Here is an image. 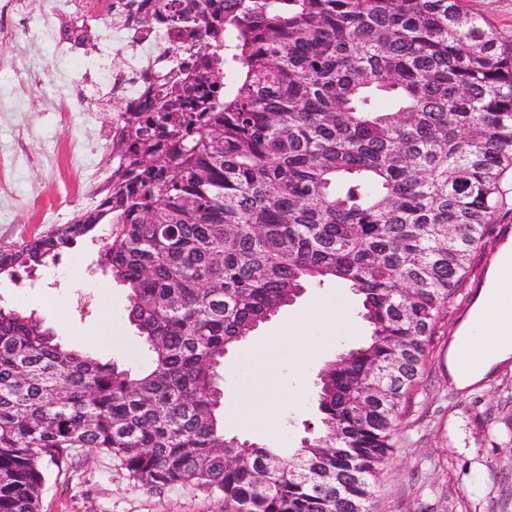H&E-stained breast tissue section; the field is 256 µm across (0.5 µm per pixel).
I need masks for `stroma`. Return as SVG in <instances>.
<instances>
[{
    "label": "stroma",
    "instance_id": "stroma-1",
    "mask_svg": "<svg viewBox=\"0 0 512 512\" xmlns=\"http://www.w3.org/2000/svg\"><path fill=\"white\" fill-rule=\"evenodd\" d=\"M471 13L488 22L502 48L512 47V0H467ZM0 60V247L11 248L51 233L45 209L76 175L51 160L53 149L71 140L99 143L103 131L78 102L61 120L52 106L62 67L51 40L18 36ZM39 72L40 86L18 85L10 60ZM503 198L492 229L473 252V271L452 296L432 337L422 375L411 391L389 463L375 483L376 512H512V369L498 371L482 389L464 396L448 380L445 356L499 248L512 238V169L503 177ZM81 240L55 263L16 279L0 278V306L34 313L66 346L104 362L142 364L133 326L119 340L94 343L91 333L105 309L124 312L128 291L98 264L101 241ZM320 301L324 316L307 331L318 349L303 377L291 365L274 367L268 381L278 388L277 416L252 427L227 423V433L270 448L295 450L317 425L313 401L318 373L343 350L367 337L353 311L357 296L344 285L306 288L295 304L262 325L255 339L276 335L298 309ZM40 512H226L223 498L195 484L150 490L132 480L116 459L81 449L71 468H49Z\"/></svg>",
    "mask_w": 512,
    "mask_h": 512
}]
</instances>
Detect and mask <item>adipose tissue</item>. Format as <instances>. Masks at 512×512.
I'll return each mask as SVG.
<instances>
[{
  "label": "adipose tissue",
  "instance_id": "ef3b65f1",
  "mask_svg": "<svg viewBox=\"0 0 512 512\" xmlns=\"http://www.w3.org/2000/svg\"><path fill=\"white\" fill-rule=\"evenodd\" d=\"M319 313L311 305L298 313L279 336L262 343H244L235 358L266 372L288 360L296 372H304L305 361L314 350L303 334ZM512 365V240L500 248L473 306L455 334L446 356L448 376L455 387L471 393L474 387L500 368ZM257 383H246L235 398L226 400L224 416L243 424L267 416L277 399L268 391L265 403H258Z\"/></svg>",
  "mask_w": 512,
  "mask_h": 512
}]
</instances>
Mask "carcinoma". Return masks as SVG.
Segmentation results:
<instances>
[{
	"mask_svg": "<svg viewBox=\"0 0 512 512\" xmlns=\"http://www.w3.org/2000/svg\"><path fill=\"white\" fill-rule=\"evenodd\" d=\"M126 0L178 37L145 103L112 105V175L69 224L0 249V278L111 226L137 369L0 308V512H39L78 449L231 512H372L431 336L512 168V59L461 0ZM359 296L367 339L318 374L293 454L224 432L234 349L308 285Z\"/></svg>",
	"mask_w": 512,
	"mask_h": 512,
	"instance_id": "carcinoma-1",
	"label": "carcinoma"
}]
</instances>
